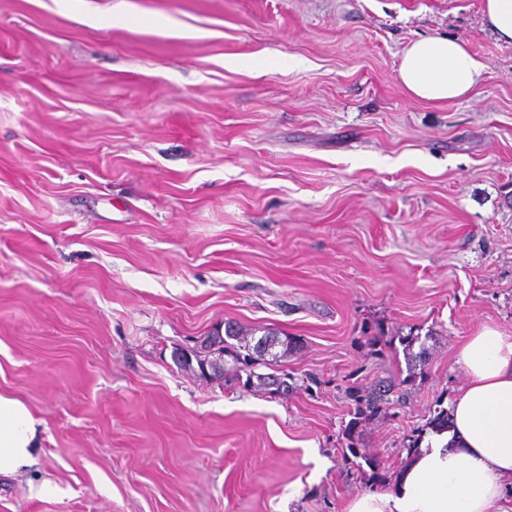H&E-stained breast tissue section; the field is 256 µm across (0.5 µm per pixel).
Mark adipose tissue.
<instances>
[{
	"instance_id": "1",
	"label": "adipose tissue",
	"mask_w": 512,
	"mask_h": 512,
	"mask_svg": "<svg viewBox=\"0 0 512 512\" xmlns=\"http://www.w3.org/2000/svg\"><path fill=\"white\" fill-rule=\"evenodd\" d=\"M486 66L464 43L428 35L401 51L399 81L434 104L470 96ZM464 383L450 429L426 436L383 490L355 495L346 512H512V335L486 327L459 348ZM42 423L20 399L0 392V476L33 466Z\"/></svg>"
}]
</instances>
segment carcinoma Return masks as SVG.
<instances>
[{
  "mask_svg": "<svg viewBox=\"0 0 512 512\" xmlns=\"http://www.w3.org/2000/svg\"><path fill=\"white\" fill-rule=\"evenodd\" d=\"M416 340V336L401 337L408 365V375L400 381L402 385L411 381L416 366L423 364L425 351L413 352ZM297 347L298 343L292 339H282L278 333L272 331L264 332L253 342L240 327L229 324L224 329L216 328L203 337L199 351L191 353L181 350L175 353L174 358L180 369L190 373L197 371L200 376L213 381L241 384L245 388L256 386L269 394H283L288 391V375L278 377L272 374V370ZM259 366L270 369V372H255ZM393 389V385L386 384L369 391L353 392L351 397L355 407L347 435H352L354 429L362 422L384 412L386 405L390 403L389 394Z\"/></svg>",
  "mask_w": 512,
  "mask_h": 512,
  "instance_id": "cac0c4a2",
  "label": "carcinoma"
}]
</instances>
